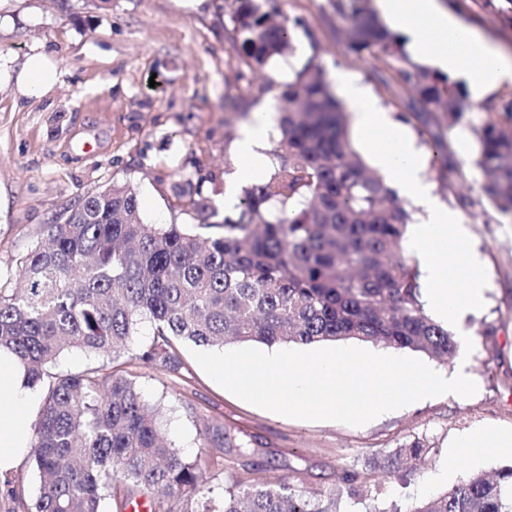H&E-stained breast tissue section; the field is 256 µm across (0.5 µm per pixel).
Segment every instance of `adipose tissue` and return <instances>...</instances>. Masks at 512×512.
<instances>
[{
	"label": "adipose tissue",
	"instance_id": "obj_1",
	"mask_svg": "<svg viewBox=\"0 0 512 512\" xmlns=\"http://www.w3.org/2000/svg\"><path fill=\"white\" fill-rule=\"evenodd\" d=\"M374 7L385 26L401 34L423 63L465 80L474 92L488 94L512 85V57L463 24L442 0H375ZM57 81L51 60L38 53L27 58L16 87L24 96L43 94ZM335 83L369 164L425 214L424 222L412 225L409 234L424 270L421 294L433 320L448 328L460 327L464 317L481 306L486 290L481 262L466 246L463 214L442 205L434 195L408 127L379 107L350 76L336 74ZM273 125L272 113L255 112L241 128L233 145L240 179L260 177ZM35 400L19 360L0 350L1 479L17 467L26 446L20 409Z\"/></svg>",
	"mask_w": 512,
	"mask_h": 512
}]
</instances>
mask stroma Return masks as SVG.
<instances>
[{
  "label": "stroma",
  "instance_id": "obj_1",
  "mask_svg": "<svg viewBox=\"0 0 512 512\" xmlns=\"http://www.w3.org/2000/svg\"><path fill=\"white\" fill-rule=\"evenodd\" d=\"M296 26L293 49L262 72L250 70L224 34L228 0H0V64L20 70L27 56L48 55L59 80L42 96H23L0 80V272H16L18 257L44 242L47 225L64 223L86 194L131 185L147 224H193L172 184L191 180L216 207L236 172L232 145L243 125L224 106L242 100L249 111H277L282 91L307 62L326 73L353 75L394 115L403 117L419 150L440 154L453 169L425 175L435 194L467 219V244L487 279L484 301L468 317L474 348L468 372L478 390L468 398L436 397L403 407L362 426L304 421L253 406L231 394L199 366L196 347L181 346L182 375L140 360L128 369L157 411L165 436L187 458L200 453L198 433L224 429V446L207 473L215 495L241 482L287 477L295 489L336 494V512H408L419 499L444 492L472 472L494 474L512 457L487 450L455 454L454 444L473 430L512 429V215L483 194L475 166L474 127L488 112L466 113L448 125L436 114L417 118L412 91L381 79L384 60L354 52L341 37L345 23L331 0H271ZM463 23L504 54H512V12L486 0H446ZM494 334L482 337L481 331ZM430 446L420 472L373 470L376 453L414 441ZM357 474L352 483L344 473ZM40 480L29 452L8 481L0 482V512H30Z\"/></svg>",
  "mask_w": 512,
  "mask_h": 512
}]
</instances>
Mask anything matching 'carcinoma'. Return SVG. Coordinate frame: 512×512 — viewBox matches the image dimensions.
<instances>
[{
  "label": "carcinoma",
  "instance_id": "cac0c4a2",
  "mask_svg": "<svg viewBox=\"0 0 512 512\" xmlns=\"http://www.w3.org/2000/svg\"><path fill=\"white\" fill-rule=\"evenodd\" d=\"M349 21V45L395 63L397 81L422 112L460 120L474 108L462 86L413 64L370 0H335ZM292 28L261 0H233L229 38L251 69L291 49ZM475 129L484 191L512 212V94ZM279 139L265 177L243 190L234 217L217 210L190 181L176 197L212 230L142 222L129 185L90 194L45 244L17 262L22 285L0 283V349L24 365L43 392L34 416L32 461L41 486L34 512H125L146 498L150 512H331L283 477L236 485L211 496L208 457L193 460L159 434L155 417L125 369L128 356L159 370L184 368L179 347L228 342L310 345L358 340L421 352L442 362L458 343L421 300L420 273L405 233L412 213L356 152L346 113L322 67L309 62L281 95ZM152 341L137 347L140 326ZM66 347L103 355L79 372H55ZM419 441L375 459L379 468L420 469ZM410 512H512V468L467 476Z\"/></svg>",
  "mask_w": 512,
  "mask_h": 512
}]
</instances>
